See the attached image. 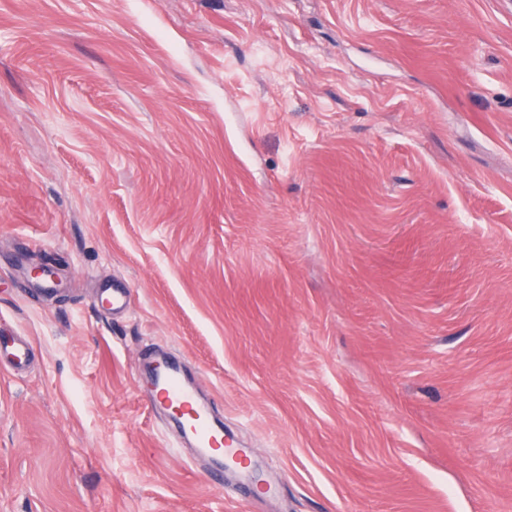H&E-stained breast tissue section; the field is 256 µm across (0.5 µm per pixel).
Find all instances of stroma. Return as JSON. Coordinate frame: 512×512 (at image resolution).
<instances>
[{
  "mask_svg": "<svg viewBox=\"0 0 512 512\" xmlns=\"http://www.w3.org/2000/svg\"><path fill=\"white\" fill-rule=\"evenodd\" d=\"M4 333L0 512H512V0H0ZM30 352L28 343L21 339L0 338V354H5L16 366L26 364L30 359ZM155 367L152 368L155 373L153 391L147 397L150 407L159 401L179 414L184 439L198 456L219 466H224L225 458L241 469V477L251 479L243 450L236 448L233 441L224 440L222 426L214 424L209 406L202 403L194 389L182 381L178 366L166 362L157 370Z\"/></svg>",
  "mask_w": 512,
  "mask_h": 512,
  "instance_id": "stroma-1",
  "label": "stroma"
}]
</instances>
